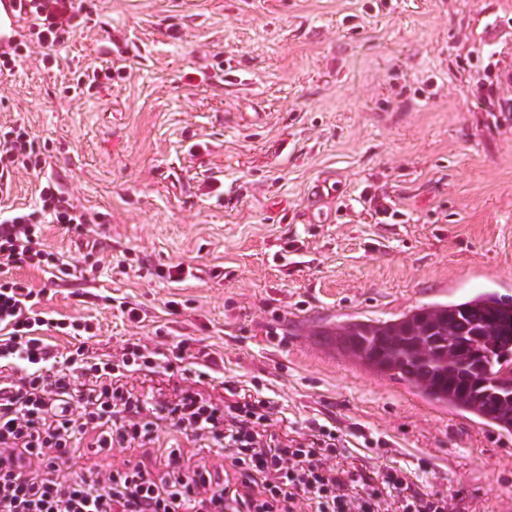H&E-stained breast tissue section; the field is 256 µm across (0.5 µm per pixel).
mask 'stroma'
<instances>
[{"label": "stroma", "mask_w": 512, "mask_h": 512, "mask_svg": "<svg viewBox=\"0 0 512 512\" xmlns=\"http://www.w3.org/2000/svg\"><path fill=\"white\" fill-rule=\"evenodd\" d=\"M500 16L512 19V0H91L56 60L35 50L0 74V126L35 134L52 176L104 216L106 266L53 287L48 307L98 324L100 354L133 336L216 359L205 378L135 373L137 392L171 402L190 386L222 405L230 381L278 404L275 440L316 421L341 435L339 464L402 469L449 512H499L512 435L427 402L319 331L512 296V124L474 92L483 27ZM106 67L111 79L65 93L74 70ZM335 173L345 198L312 214V183ZM119 260L129 276L112 273ZM180 262L193 278L156 276ZM108 295L139 303L145 321L121 320ZM95 438L69 472L131 457L151 469L175 447L182 470L237 479L222 450L165 420L134 453L96 451Z\"/></svg>", "instance_id": "stroma-1"}]
</instances>
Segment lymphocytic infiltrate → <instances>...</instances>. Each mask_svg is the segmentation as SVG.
I'll use <instances>...</instances> for the list:
<instances>
[{"label":"lymphocytic infiltrate","mask_w":512,"mask_h":512,"mask_svg":"<svg viewBox=\"0 0 512 512\" xmlns=\"http://www.w3.org/2000/svg\"><path fill=\"white\" fill-rule=\"evenodd\" d=\"M30 2L29 36L12 56L0 59V71L13 70L34 43L44 60H51L84 27L76 0ZM45 165L25 126L0 129L1 177ZM38 199L34 206L0 212V512H296L302 503L309 512H388V491L401 494L402 512H448L442 494L411 491L400 469H386L376 486L363 471L331 466L341 445L333 428L315 426L301 441L267 448L259 429L276 415L273 401L251 396L224 410L190 388L167 410L173 426L210 435L229 453L241 483L262 476L259 495L230 493L206 469L183 472L177 465L180 452L173 448L153 473L130 462L101 479L75 474L57 482L55 473L75 453L88 425L109 421L97 440L102 450H131L151 438L152 425L140 413L153 404L126 389L129 374L189 358L195 368L208 370L214 359L205 351L191 352L183 342L166 352L138 339L126 340L115 356L91 351L87 341L95 331L88 320L45 309L43 290L10 276L28 267L51 285L76 280V265L43 247L50 224L82 241L86 261L102 262L103 244L92 230L97 216L75 205L51 177L40 183ZM52 334L73 338L72 348L59 353L48 341ZM34 461L41 469L37 476L28 471Z\"/></svg>","instance_id":"1"}]
</instances>
